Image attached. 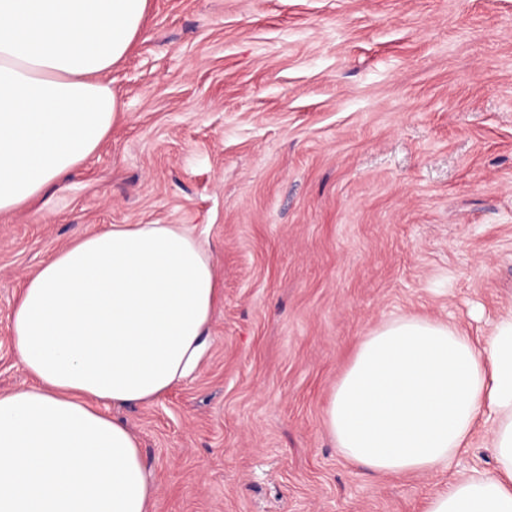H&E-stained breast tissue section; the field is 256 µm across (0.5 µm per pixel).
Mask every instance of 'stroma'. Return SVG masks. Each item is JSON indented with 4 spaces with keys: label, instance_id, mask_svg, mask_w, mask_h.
<instances>
[{
    "label": "stroma",
    "instance_id": "obj_1",
    "mask_svg": "<svg viewBox=\"0 0 512 512\" xmlns=\"http://www.w3.org/2000/svg\"><path fill=\"white\" fill-rule=\"evenodd\" d=\"M124 115L0 214V393L22 284L81 234L189 224L222 288L209 357L113 407L156 512H424L472 470L377 476L324 426L362 338L406 314L488 336L512 310V0H150L105 77Z\"/></svg>",
    "mask_w": 512,
    "mask_h": 512
}]
</instances>
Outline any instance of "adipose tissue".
<instances>
[{
  "instance_id": "1",
  "label": "adipose tissue",
  "mask_w": 512,
  "mask_h": 512,
  "mask_svg": "<svg viewBox=\"0 0 512 512\" xmlns=\"http://www.w3.org/2000/svg\"><path fill=\"white\" fill-rule=\"evenodd\" d=\"M149 0H0V213L63 182L121 116L105 75ZM220 297L210 248L186 224H112L24 283L13 347L32 385L0 394V512H154L132 432L106 405L159 400L208 355ZM325 427L375 474L447 468L487 426L496 465L425 512H512V311L484 343L407 315L362 337Z\"/></svg>"
}]
</instances>
